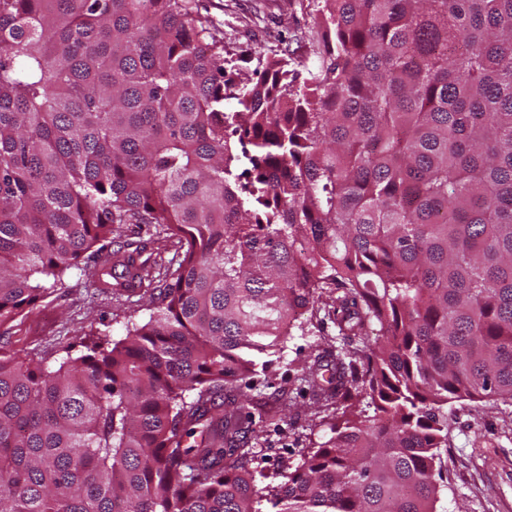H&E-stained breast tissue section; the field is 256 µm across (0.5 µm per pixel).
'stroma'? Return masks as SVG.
Wrapping results in <instances>:
<instances>
[{"label": "stroma", "mask_w": 512, "mask_h": 512, "mask_svg": "<svg viewBox=\"0 0 512 512\" xmlns=\"http://www.w3.org/2000/svg\"><path fill=\"white\" fill-rule=\"evenodd\" d=\"M199 13L218 38L236 53L258 45L285 48L305 58L303 34L311 17L298 0H199ZM102 261L71 271L67 286L45 297L13 320L0 322V350L30 353L52 360L79 355L89 332L123 338L127 323L148 320L158 298L118 288L104 275ZM335 323L318 311L305 329L294 330L280 357L240 380L250 398L288 393L290 407L281 420H254L249 469L257 488L279 483L281 472L297 465L313 442L327 439L333 408L319 405L302 379L314 349L342 346ZM448 449L441 455L438 512H512V402L491 398L449 403Z\"/></svg>", "instance_id": "obj_1"}]
</instances>
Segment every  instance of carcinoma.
Masks as SVG:
<instances>
[{
  "mask_svg": "<svg viewBox=\"0 0 512 512\" xmlns=\"http://www.w3.org/2000/svg\"><path fill=\"white\" fill-rule=\"evenodd\" d=\"M305 8L307 61L243 81L192 0H0V321L89 253L151 287L123 224L178 244L124 339L0 351V512H253L288 398L238 382L322 308L347 348L302 380L339 413L276 512H437L445 406L512 401V0Z\"/></svg>",
  "mask_w": 512,
  "mask_h": 512,
  "instance_id": "cac0c4a2",
  "label": "carcinoma"
}]
</instances>
